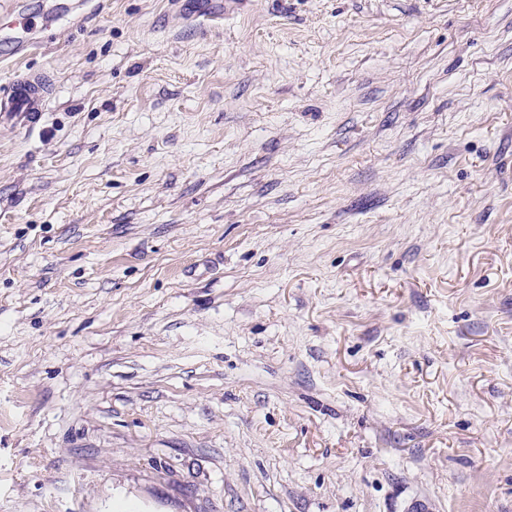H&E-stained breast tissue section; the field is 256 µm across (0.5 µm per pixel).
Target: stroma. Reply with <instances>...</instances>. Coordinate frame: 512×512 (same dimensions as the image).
Instances as JSON below:
<instances>
[{
    "instance_id": "stroma-1",
    "label": "stroma",
    "mask_w": 512,
    "mask_h": 512,
    "mask_svg": "<svg viewBox=\"0 0 512 512\" xmlns=\"http://www.w3.org/2000/svg\"><path fill=\"white\" fill-rule=\"evenodd\" d=\"M185 3L0 0V512H512V0ZM32 74L15 75L0 88V124L28 126L44 111L45 92Z\"/></svg>"
}]
</instances>
